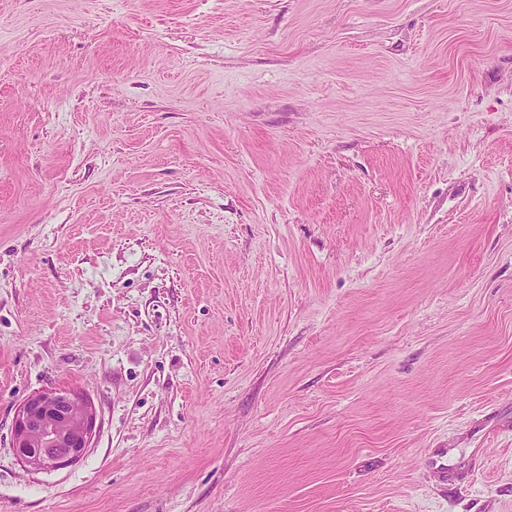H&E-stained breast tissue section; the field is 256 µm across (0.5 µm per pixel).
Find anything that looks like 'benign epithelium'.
<instances>
[{
  "instance_id": "benign-epithelium-1",
  "label": "benign epithelium",
  "mask_w": 512,
  "mask_h": 512,
  "mask_svg": "<svg viewBox=\"0 0 512 512\" xmlns=\"http://www.w3.org/2000/svg\"><path fill=\"white\" fill-rule=\"evenodd\" d=\"M96 414L74 390L47 388L27 397L12 424V445L30 471H52L78 461L90 447Z\"/></svg>"
}]
</instances>
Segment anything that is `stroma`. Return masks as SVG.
Wrapping results in <instances>:
<instances>
[{"instance_id":"35a3bbf8","label":"stroma","mask_w":512,"mask_h":512,"mask_svg":"<svg viewBox=\"0 0 512 512\" xmlns=\"http://www.w3.org/2000/svg\"><path fill=\"white\" fill-rule=\"evenodd\" d=\"M0 512H512V0H0ZM96 414L74 390L47 388L27 397L12 424V445L30 471H52L78 461L91 445Z\"/></svg>"}]
</instances>
